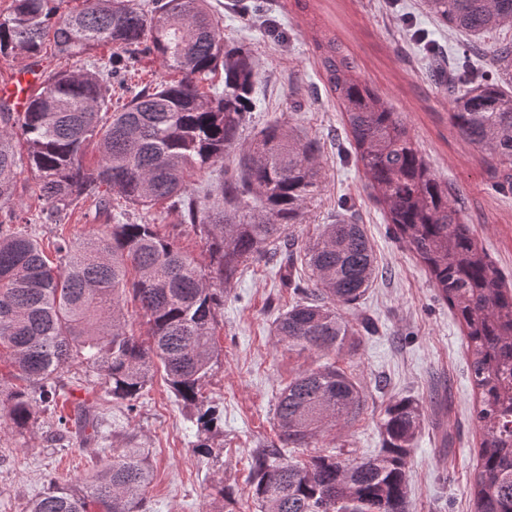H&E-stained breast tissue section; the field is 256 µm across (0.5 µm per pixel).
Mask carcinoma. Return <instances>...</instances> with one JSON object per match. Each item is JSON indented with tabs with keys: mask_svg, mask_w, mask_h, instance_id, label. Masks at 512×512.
<instances>
[{
	"mask_svg": "<svg viewBox=\"0 0 512 512\" xmlns=\"http://www.w3.org/2000/svg\"><path fill=\"white\" fill-rule=\"evenodd\" d=\"M10 0L0 14V56L22 54L38 65L46 42L75 69H30V101L21 114L0 100V202L16 192L23 141L26 166L47 204L45 221L87 201L103 210L117 194L128 205L168 204L180 223L207 237L214 276L202 271L176 241L154 224L117 221L86 243L59 239L57 262L38 238L3 225L24 222L22 212L0 207V346L18 386L0 382V411L24 431L33 404L57 394L58 378L78 360L96 370L112 398L134 408L162 367L176 397L197 409L196 425L208 431L220 417L205 407L203 386L221 362L216 339L221 292L240 267L277 244L294 291L303 295L276 322L277 343L290 350L329 353L343 349L359 330L343 309L358 303L376 277L373 247L362 225H324L305 244L285 240L305 201L321 186L318 140L267 125L222 169L216 188L194 187L193 177L221 164L236 146L253 91L257 64L241 49H228L208 0ZM427 13L482 40L512 26V0H423ZM109 46L106 57L85 59ZM329 91L342 112L350 144L386 209L396 238L427 267L440 297L466 330L471 377L482 430L480 467L468 492L474 512H512V290L449 199L400 113L360 79L336 37L314 39ZM153 52L179 78L161 80L112 110V78ZM490 78L467 84L448 79L451 124L512 188V43L492 42ZM224 73L223 88L201 91ZM99 159L84 164L90 145ZM217 195L223 203L208 206ZM311 272L302 286L297 267ZM146 317L147 331L126 330L121 300L126 290ZM362 409L356 382L328 365L299 374L277 397L274 419L286 448H306L325 428ZM423 405L400 399L381 422L383 448L362 461L342 453L290 462L264 448L251 468L259 512H409L407 459L419 433ZM151 479L145 449L129 442L112 449V463L87 488L53 487L27 512H143Z\"/></svg>",
	"mask_w": 512,
	"mask_h": 512,
	"instance_id": "cac0c4a2",
	"label": "carcinoma"
}]
</instances>
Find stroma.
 <instances>
[{
    "label": "stroma",
    "mask_w": 512,
    "mask_h": 512,
    "mask_svg": "<svg viewBox=\"0 0 512 512\" xmlns=\"http://www.w3.org/2000/svg\"><path fill=\"white\" fill-rule=\"evenodd\" d=\"M209 2L226 44L244 48L257 62L239 147L272 122L321 142V189L287 234L302 244L314 240L323 225L341 215L340 201H347L367 231L381 274L346 315L355 322L370 319L374 329L361 334L355 348L326 356L288 350L277 344L272 329L296 301L294 289L283 279L279 258L247 262L224 289L217 328L224 356L205 387L207 402L224 417L212 439L221 450L219 459L194 454L197 427L162 374H155L131 411L107 395L96 372L75 361L61 374L55 401L37 405L27 430L15 432L8 418L0 417V512H26L29 501L54 484L84 486L106 464L104 449L125 447L132 437L146 448L151 463L145 512H208L221 484L233 488L235 512H256L251 459L278 441L276 398L297 375L325 364L354 379L363 409L354 420L320 433L310 447L286 449V456L304 461L335 450L358 461L376 456L383 446L386 408L402 398L416 399L424 418L407 459L410 512H473L467 487L477 471L480 426L463 328L427 268L394 239L383 208L371 199L312 45L316 34L336 35L361 78L401 113L434 172L457 195L487 254L512 279V190L495 187L479 153L450 126L448 90L425 50L430 44L456 59L471 48L473 37L430 16L422 0H308L304 6L297 0ZM14 201L25 204L33 220L28 230L46 247L60 236L82 243L105 228V216L91 202L59 223H36L44 202L25 168ZM114 211L155 224L162 236L175 238L209 268L206 239L181 224L175 211L161 204L149 210L119 204ZM78 402L99 412V443H85L74 429H61L60 418L72 416Z\"/></svg>",
    "instance_id": "obj_1"
}]
</instances>
